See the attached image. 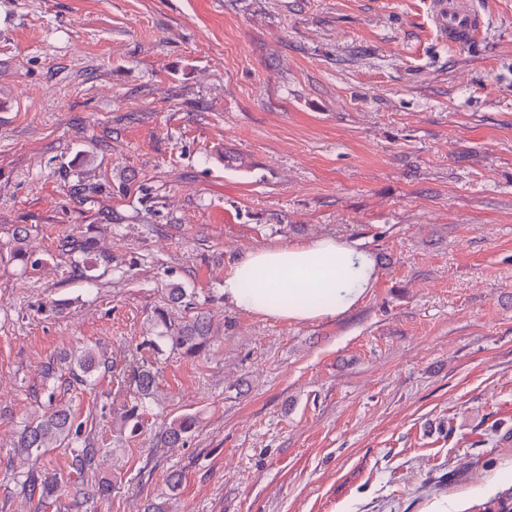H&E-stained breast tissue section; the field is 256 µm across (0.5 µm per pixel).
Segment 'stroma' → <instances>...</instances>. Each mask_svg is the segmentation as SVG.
I'll return each mask as SVG.
<instances>
[{"mask_svg":"<svg viewBox=\"0 0 512 512\" xmlns=\"http://www.w3.org/2000/svg\"><path fill=\"white\" fill-rule=\"evenodd\" d=\"M435 2L0 0V512H481L512 490V0H470L464 47ZM321 238L373 257L356 308L225 302L238 258ZM196 314L200 355L148 347ZM88 349L107 364L80 385ZM137 362L158 391L133 440ZM52 401L106 451L93 470L15 450ZM182 413L194 433L160 447ZM46 468L40 505L22 481Z\"/></svg>","mask_w":512,"mask_h":512,"instance_id":"stroma-1","label":"stroma"}]
</instances>
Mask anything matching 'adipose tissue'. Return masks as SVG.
<instances>
[{"mask_svg":"<svg viewBox=\"0 0 512 512\" xmlns=\"http://www.w3.org/2000/svg\"><path fill=\"white\" fill-rule=\"evenodd\" d=\"M373 258L352 245L321 239L261 249L224 276V299L245 311L288 321L333 318L355 308L372 285ZM266 298L255 306V298Z\"/></svg>","mask_w":512,"mask_h":512,"instance_id":"ef3b65f1","label":"adipose tissue"}]
</instances>
